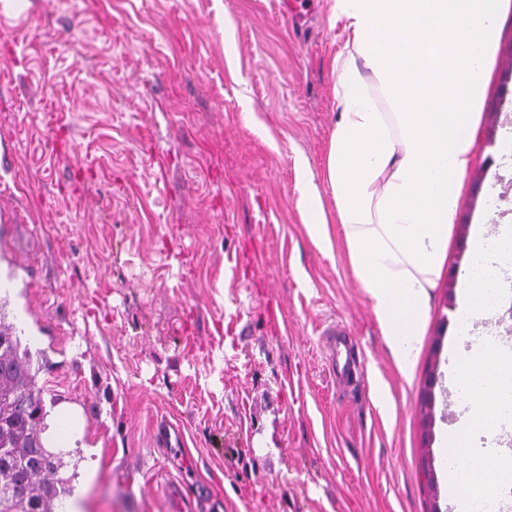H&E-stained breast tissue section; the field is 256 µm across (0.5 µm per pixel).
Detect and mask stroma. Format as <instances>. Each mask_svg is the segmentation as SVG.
<instances>
[{
	"instance_id": "stroma-1",
	"label": "stroma",
	"mask_w": 512,
	"mask_h": 512,
	"mask_svg": "<svg viewBox=\"0 0 512 512\" xmlns=\"http://www.w3.org/2000/svg\"><path fill=\"white\" fill-rule=\"evenodd\" d=\"M307 2L288 21L280 0H0V318L57 430L83 418L71 512H453L447 285L470 225L512 219V12L406 376L322 184L342 31ZM306 176L327 248L296 208ZM162 418L178 454L153 445Z\"/></svg>"
}]
</instances>
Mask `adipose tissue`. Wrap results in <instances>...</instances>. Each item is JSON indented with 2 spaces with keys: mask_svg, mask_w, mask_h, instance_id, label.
Listing matches in <instances>:
<instances>
[{
  "mask_svg": "<svg viewBox=\"0 0 512 512\" xmlns=\"http://www.w3.org/2000/svg\"><path fill=\"white\" fill-rule=\"evenodd\" d=\"M345 40L331 60L338 116L325 181L347 258L402 371L415 365L438 288L448 235L474 161L490 61L512 0H327ZM301 221L327 243L312 178L298 184ZM460 278V322L497 321L512 302V226L473 225ZM459 420L440 439L454 512L501 503L512 457L474 440L512 433V349L478 339L451 372Z\"/></svg>",
  "mask_w": 512,
  "mask_h": 512,
  "instance_id": "1",
  "label": "adipose tissue"
}]
</instances>
